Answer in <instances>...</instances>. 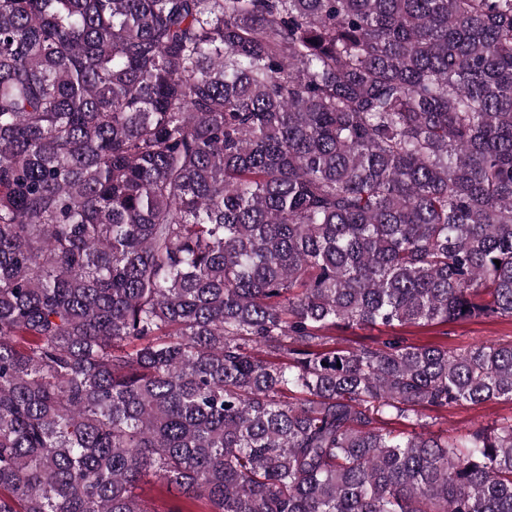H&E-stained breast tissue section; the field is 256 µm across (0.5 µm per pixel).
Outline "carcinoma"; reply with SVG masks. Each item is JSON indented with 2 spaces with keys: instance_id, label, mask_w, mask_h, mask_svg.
<instances>
[{
  "instance_id": "carcinoma-1",
  "label": "carcinoma",
  "mask_w": 512,
  "mask_h": 512,
  "mask_svg": "<svg viewBox=\"0 0 512 512\" xmlns=\"http://www.w3.org/2000/svg\"><path fill=\"white\" fill-rule=\"evenodd\" d=\"M500 264H495V261ZM512 0H0V512H512ZM341 346L374 345L389 336H399L415 345H441L464 349L476 344L512 340V320H468L444 324L410 325L393 331L377 329H337L332 333ZM504 418H512V403L509 401L494 400L480 406L462 403L441 412L436 426L431 430H441L454 436L481 426H490ZM144 488L145 494L154 501L155 507L159 512H166L173 507H186L191 510H198L194 505L190 504V500L185 499L176 491L173 490L171 493H167L165 488L160 486L159 482H152L145 485Z\"/></svg>"
}]
</instances>
